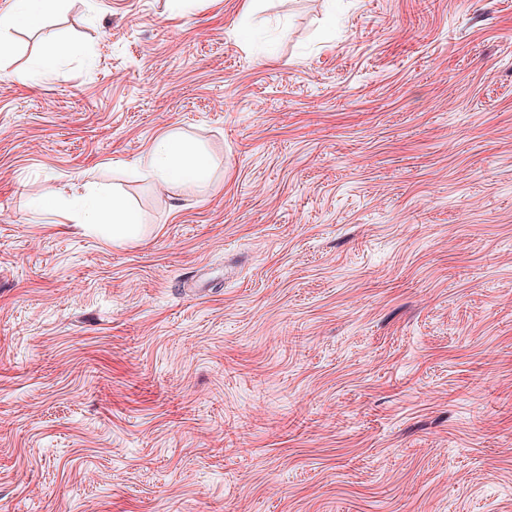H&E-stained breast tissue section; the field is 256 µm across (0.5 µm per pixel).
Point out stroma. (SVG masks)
Segmentation results:
<instances>
[{
    "label": "stroma",
    "mask_w": 512,
    "mask_h": 512,
    "mask_svg": "<svg viewBox=\"0 0 512 512\" xmlns=\"http://www.w3.org/2000/svg\"><path fill=\"white\" fill-rule=\"evenodd\" d=\"M0 512H512V0H67L5 34ZM206 188L132 171L162 133ZM121 193L116 246L38 199Z\"/></svg>",
    "instance_id": "obj_1"
}]
</instances>
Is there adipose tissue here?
I'll use <instances>...</instances> for the list:
<instances>
[{
    "label": "adipose tissue",
    "instance_id": "1",
    "mask_svg": "<svg viewBox=\"0 0 512 512\" xmlns=\"http://www.w3.org/2000/svg\"><path fill=\"white\" fill-rule=\"evenodd\" d=\"M140 175L154 183L201 185L208 173L209 161L192 151L177 134L165 133L156 139L146 154L136 162ZM70 206L84 229L97 232L122 245L139 240L144 226L138 214L117 195L96 192L75 197Z\"/></svg>",
    "mask_w": 512,
    "mask_h": 512
}]
</instances>
